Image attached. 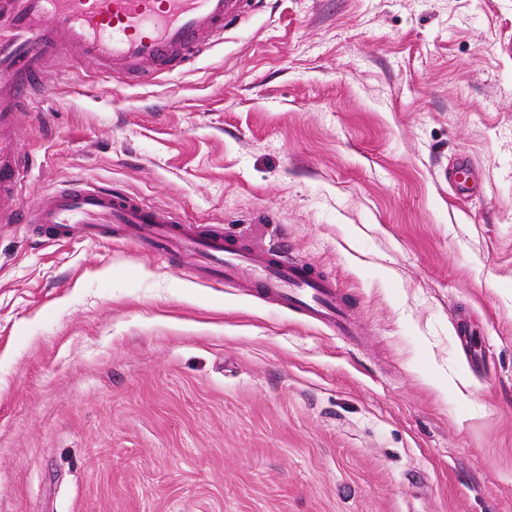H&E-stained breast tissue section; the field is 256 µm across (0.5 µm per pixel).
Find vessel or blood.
Listing matches in <instances>:
<instances>
[{"label": "vessel or blood", "mask_w": 512, "mask_h": 512, "mask_svg": "<svg viewBox=\"0 0 512 512\" xmlns=\"http://www.w3.org/2000/svg\"><path fill=\"white\" fill-rule=\"evenodd\" d=\"M252 0H0V222L18 217L26 174L17 113L41 96L42 74L60 56L130 81L186 66L224 38L226 22L245 16ZM54 236L108 241L124 227L151 253L199 260L200 278L240 280L276 303L349 336L353 327L333 281L305 265L257 253L221 237L201 236L171 211L100 185L64 186L33 215Z\"/></svg>", "instance_id": "vessel-or-blood-1"}]
</instances>
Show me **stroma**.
Returning a JSON list of instances; mask_svg holds the SVG:
<instances>
[{
    "label": "stroma",
    "mask_w": 512,
    "mask_h": 512,
    "mask_svg": "<svg viewBox=\"0 0 512 512\" xmlns=\"http://www.w3.org/2000/svg\"><path fill=\"white\" fill-rule=\"evenodd\" d=\"M19 127L22 210L284 245L356 333L0 223V512H512V0H255L153 79L58 60Z\"/></svg>",
    "instance_id": "obj_1"
}]
</instances>
